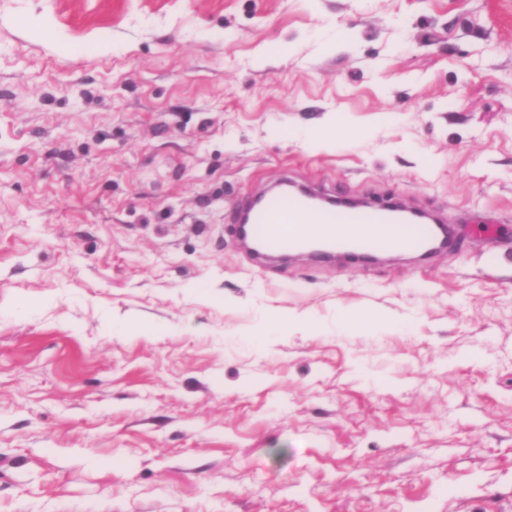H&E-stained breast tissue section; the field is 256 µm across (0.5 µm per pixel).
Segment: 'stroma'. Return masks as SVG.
Masks as SVG:
<instances>
[{
	"mask_svg": "<svg viewBox=\"0 0 512 512\" xmlns=\"http://www.w3.org/2000/svg\"><path fill=\"white\" fill-rule=\"evenodd\" d=\"M283 179L454 237L257 263ZM0 512H512V0H0Z\"/></svg>",
	"mask_w": 512,
	"mask_h": 512,
	"instance_id": "1",
	"label": "stroma"
}]
</instances>
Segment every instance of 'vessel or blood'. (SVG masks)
<instances>
[{
  "label": "vessel or blood",
  "instance_id": "vessel-or-blood-1",
  "mask_svg": "<svg viewBox=\"0 0 512 512\" xmlns=\"http://www.w3.org/2000/svg\"><path fill=\"white\" fill-rule=\"evenodd\" d=\"M240 219L249 249L263 257L426 254L439 236L438 220L409 219L397 202L338 200L285 184L253 201Z\"/></svg>",
  "mask_w": 512,
  "mask_h": 512
}]
</instances>
